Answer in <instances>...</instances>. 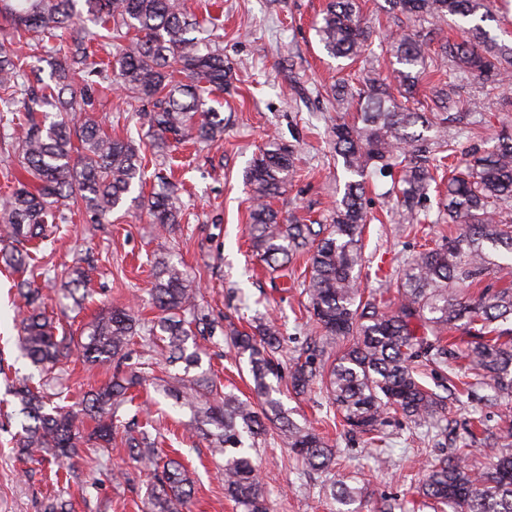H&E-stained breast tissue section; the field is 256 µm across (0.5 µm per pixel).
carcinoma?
<instances>
[{
  "instance_id": "1",
  "label": "carcinoma",
  "mask_w": 512,
  "mask_h": 512,
  "mask_svg": "<svg viewBox=\"0 0 512 512\" xmlns=\"http://www.w3.org/2000/svg\"><path fill=\"white\" fill-rule=\"evenodd\" d=\"M388 11L416 17L431 26L455 16L493 18L490 0H385ZM202 0H0V137L15 144L17 164L10 171L13 187L0 205V231L10 240L0 250V265L17 272L29 266L26 244L46 241L47 224L65 219L64 203L82 206L95 223L109 222L135 185L143 184L146 157L132 138L106 130V118L95 112L92 95L104 84L119 86L138 104L133 117L153 146L193 140L212 144L223 139L224 118L208 99L224 89V54L192 11ZM71 41L56 43L61 33ZM327 55L361 63L358 85L342 79L331 89L339 105L356 106L351 122L339 121L331 147L347 180L331 224H304L281 219L271 199L281 195L294 174V153L278 143L260 151L246 173L253 189L250 242L253 252L271 268L285 267L300 254L309 270L304 292L310 318L320 335L305 343L288 371L297 395L322 392L346 433L364 436L376 455L391 415L442 433L451 406L424 382L431 371L441 380H456L473 401L512 400V287L481 284L512 269V134L501 133L496 146L454 168L439 221L448 225L443 241L411 256L405 263L396 308L389 310L375 294L365 295L356 272L362 262V233L368 222L363 177L372 168L381 174L398 170L396 211L404 224H419L434 174L456 153L436 134L457 123L464 113L452 111L451 85L434 79L447 64L466 77L493 85L512 76V45L489 42L482 27L464 29L460 41L431 40L400 28L388 40L399 93L409 95L429 80L430 108L419 110L397 102L391 84L365 56L372 31L359 0H327L320 26ZM38 42L51 47V82L31 67L29 55L15 44ZM115 49L96 60L94 46ZM435 135H429V132ZM166 189L147 198L153 222L169 233L182 219L175 183L165 175ZM142 202L137 196L130 199ZM29 307L18 335L22 357L39 372L13 389L23 417L14 436L19 455L30 460L52 455L72 460L86 453L80 431L85 416L96 422L94 439L112 444L118 412L132 402L129 391L141 378L123 370L132 358L134 339L146 347L164 343L168 364L182 369L158 391L173 407L193 415L192 430L204 439L218 461L224 493L240 512H271L269 494L250 454L262 436L276 431L280 444L311 471L335 466L336 449L320 434L294 420L273 381L281 379V328L260 321L252 331L230 321L221 325L196 299L186 270L159 257L154 261L151 301L160 312L143 321L128 308L100 313L87 335L57 337L55 322L42 310L37 289L26 279L15 284ZM89 294L87 277L71 272L62 298L79 306ZM219 328L221 342L247 361L253 397L218 388L201 366L203 349L196 334ZM346 341L336 356L328 353L337 339ZM77 356L90 365L114 368L112 380L85 393L79 408L48 399L49 374ZM134 430L124 439L131 458L149 466L145 512H189L193 481L176 458H157L163 435L131 419ZM473 430L429 462L419 494L451 512H512V432L489 467L469 458ZM364 488L338 475L329 485L336 512H353Z\"/></svg>"
}]
</instances>
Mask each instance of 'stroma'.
<instances>
[{
	"mask_svg": "<svg viewBox=\"0 0 512 512\" xmlns=\"http://www.w3.org/2000/svg\"><path fill=\"white\" fill-rule=\"evenodd\" d=\"M324 5L325 0H218L210 6L206 30L223 50L229 69L227 90L209 99L224 116V139L218 144L189 143L157 151L150 139L142 138L117 90L96 95V110L110 117L113 134L141 140L150 160L147 186L155 185L156 172L172 169L184 216L178 230L168 235L159 233L146 209L137 205L112 214L107 224L93 223L88 214L72 211L66 222L50 225L52 245L31 243V253L42 257L47 267L34 285L64 332L79 336L99 311L112 306L153 319L152 261L165 257L184 266L199 289L200 304L214 313L276 321L286 353H293L310 335L313 322L301 288L304 263L274 272L251 250L245 172L260 149L277 142L292 147L296 165L285 192L272 202L282 216L325 223L343 193L344 174L336 167L330 139L331 128L344 111L329 102L328 94L336 79L354 75L356 69L341 68L319 43L314 24ZM362 13L375 29L368 53L377 59L382 73H391L394 64L384 37L396 30L397 23L385 12L384 0H362ZM458 99L478 102L482 117L474 134L447 129L458 153L476 143L492 147L498 134L512 132V84L489 92L478 80H464ZM393 185V177L377 176L366 186V205L374 219L364 232L360 274L363 288L383 290L390 305L397 302L394 284L405 259L440 242L448 232L447 225L433 221L414 229L399 223L390 195ZM75 265L90 267L93 290L78 309L61 300L67 273ZM14 281V275L0 269V364L11 366L21 378L33 368L16 346L14 321L22 311L13 305ZM283 401L293 409L296 421L335 446L338 470L364 485L366 493L357 512H374L384 497L400 503L404 512H430L415 487L436 448L434 442L421 439L419 430L395 418L385 429L391 453L381 465L364 438L346 439L336 428L333 412L320 395H287ZM15 407L10 384L0 376V512H41L42 501L58 491L71 501L73 512H143L150 473L132 462L122 442H114L105 452L88 449L77 463L79 479L61 489L53 458L24 462L13 448L11 438L18 430L11 417ZM129 411L165 434L163 450L174 453L194 479L192 512H236L224 495L206 441L188 428V410L173 409L171 401L147 383ZM474 416L483 418L484 427L471 457L485 464L493 458V443L504 440L512 428V401L461 400L449 432L463 433ZM256 462L273 512H331L324 491L329 475L303 471L275 435L260 441ZM118 470L129 472V481L116 482L113 474Z\"/></svg>",
	"mask_w": 512,
	"mask_h": 512,
	"instance_id": "stroma-1",
	"label": "stroma"
}]
</instances>
